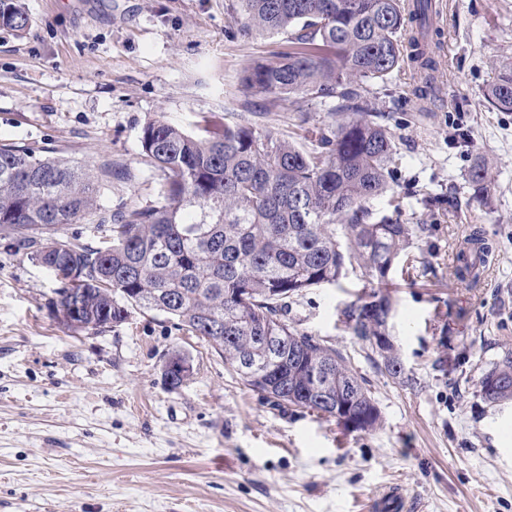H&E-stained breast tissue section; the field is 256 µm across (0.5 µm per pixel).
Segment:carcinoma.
<instances>
[{
  "label": "carcinoma",
  "mask_w": 512,
  "mask_h": 512,
  "mask_svg": "<svg viewBox=\"0 0 512 512\" xmlns=\"http://www.w3.org/2000/svg\"><path fill=\"white\" fill-rule=\"evenodd\" d=\"M246 31L286 32L283 61H255L243 85L272 101H333L334 123L305 148L248 124L192 134L162 120L142 131L144 153L162 172L155 204L101 213L94 169L0 144V229L32 262L62 278L47 307L74 333L125 322L129 309L159 311L208 342L252 390L325 418L374 429L381 415L341 352L288 324L289 299L334 284L348 269L383 281L423 224H404L399 205L376 217L371 202L393 182L394 143L369 85L412 63L435 66L427 36L432 0H239ZM0 25L29 17L0 0ZM487 97L512 111V62L496 65ZM487 167L468 183L488 190ZM97 218L95 246L57 237L58 227ZM80 274L79 294L69 274ZM390 296L348 304L342 323L369 345L392 377L404 374L388 322ZM485 402L512 401V357L480 380Z\"/></svg>",
  "instance_id": "carcinoma-1"
}]
</instances>
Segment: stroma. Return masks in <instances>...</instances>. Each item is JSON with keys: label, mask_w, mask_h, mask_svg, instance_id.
Wrapping results in <instances>:
<instances>
[{"label": "stroma", "mask_w": 512, "mask_h": 512, "mask_svg": "<svg viewBox=\"0 0 512 512\" xmlns=\"http://www.w3.org/2000/svg\"><path fill=\"white\" fill-rule=\"evenodd\" d=\"M24 33L0 26V143L112 166L100 199L118 212L157 199L141 145L163 120L197 132L246 122L295 141L332 121L328 106L247 91L242 70L277 60L286 34L243 32L237 0H23ZM438 69L403 68L370 91L391 132L398 200L425 225L388 275L389 331L405 373L378 369L340 320L370 293L360 271L294 297L288 321L340 350L381 413L366 432L251 390L206 341L168 316L131 310L74 334L47 301L54 276L0 231V512H370L402 487L408 512H512V401L480 393L512 356V112L486 89L512 58V0H435ZM466 140L453 141L455 129ZM493 177L474 197L476 162ZM452 194L450 210L427 195ZM490 252L475 284L452 275L473 235ZM187 356L191 376L164 380Z\"/></svg>", "instance_id": "35a3bbf8"}]
</instances>
